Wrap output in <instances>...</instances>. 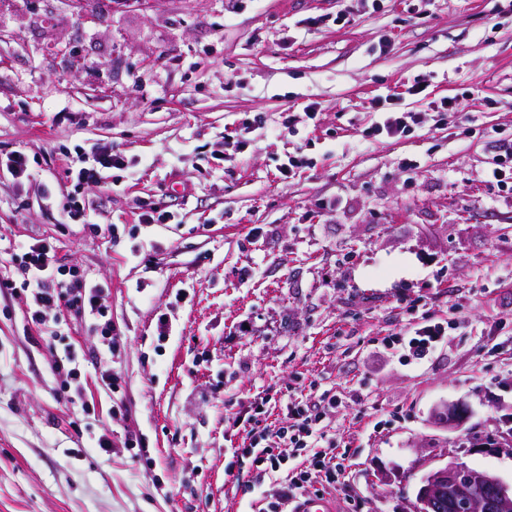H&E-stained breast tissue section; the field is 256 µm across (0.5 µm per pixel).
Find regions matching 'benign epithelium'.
<instances>
[{
	"label": "benign epithelium",
	"instance_id": "1",
	"mask_svg": "<svg viewBox=\"0 0 512 512\" xmlns=\"http://www.w3.org/2000/svg\"><path fill=\"white\" fill-rule=\"evenodd\" d=\"M445 498L460 512H509L512 486L495 474L472 469L452 458L421 479L415 512H431Z\"/></svg>",
	"mask_w": 512,
	"mask_h": 512
}]
</instances>
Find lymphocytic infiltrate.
I'll return each mask as SVG.
<instances>
[{
    "label": "lymphocytic infiltrate",
    "mask_w": 512,
    "mask_h": 512,
    "mask_svg": "<svg viewBox=\"0 0 512 512\" xmlns=\"http://www.w3.org/2000/svg\"><path fill=\"white\" fill-rule=\"evenodd\" d=\"M126 156L105 145L83 158L71 176L76 186L101 184L106 171L126 169ZM30 294L28 321L39 332H46V320L59 305L65 304L85 325L99 333L101 344L115 352L121 338L111 322L106 321L102 303L103 290L86 285L78 277L68 276L56 258V247L38 239L28 244L12 274L0 279V289ZM448 334L446 322L427 319L408 333L389 337L407 363L423 360ZM269 397L263 396L241 405L226 418V428L242 432L241 447L233 449L234 457L247 462L255 484L262 488L259 512H291L292 507L311 489L336 487L343 482L346 457L339 453L334 439L324 430V423L340 405L330 390H323L315 400L303 401L291 393L277 399L285 419L282 426L268 421Z\"/></svg>",
    "instance_id": "f902f5d3"
}]
</instances>
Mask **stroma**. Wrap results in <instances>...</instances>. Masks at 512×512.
<instances>
[{
    "mask_svg": "<svg viewBox=\"0 0 512 512\" xmlns=\"http://www.w3.org/2000/svg\"><path fill=\"white\" fill-rule=\"evenodd\" d=\"M449 97L467 118L434 124ZM407 111L425 126L366 137ZM289 113L299 136L277 131ZM511 138L512 0L0 8V154L33 162L22 181L0 175V278L8 246L49 241L105 288L123 339L114 393L70 309L50 349L25 330L26 295L0 294V512H250L258 493L224 417L286 388L343 400L326 422L351 461L339 512H413L421 478L451 457L511 483L512 192L484 181ZM104 143L129 169L73 191L67 158ZM299 149L309 167L283 178ZM70 194L114 234L73 223ZM144 201L174 221L139 223ZM427 315L448 334L405 363L384 339ZM67 350L79 403L53 368ZM446 403L467 410L457 429L435 417Z\"/></svg>",
    "mask_w": 512,
    "mask_h": 512,
    "instance_id": "obj_1",
    "label": "stroma"
}]
</instances>
